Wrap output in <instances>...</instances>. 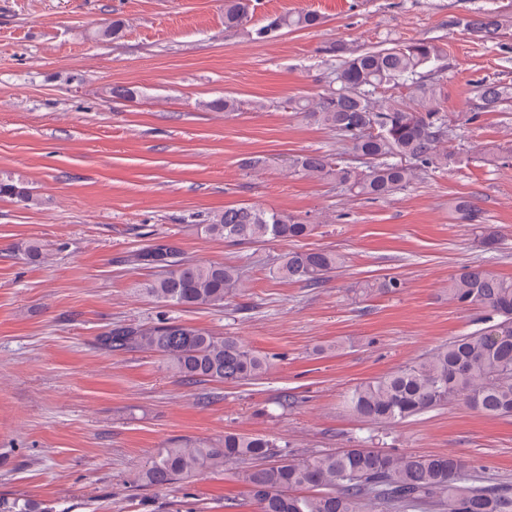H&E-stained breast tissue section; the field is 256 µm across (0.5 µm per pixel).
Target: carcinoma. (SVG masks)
<instances>
[{
  "label": "carcinoma",
  "mask_w": 512,
  "mask_h": 512,
  "mask_svg": "<svg viewBox=\"0 0 512 512\" xmlns=\"http://www.w3.org/2000/svg\"><path fill=\"white\" fill-rule=\"evenodd\" d=\"M251 18V0H224V28L239 29ZM320 23L315 11L287 12L268 17L251 34L264 40L284 29ZM456 24L491 43L503 30L496 11L464 17ZM326 53L338 58L330 67L327 91L296 109L367 160V169L358 173L326 154L312 153L297 158L294 171L376 200L447 163V156L438 151L452 131L438 106L436 75L444 71L439 45L417 39L351 55L338 44ZM384 87L406 88L409 93L376 96ZM484 112H512V84L479 82L474 108L458 113L457 122L474 125ZM0 197L26 207L41 203L33 189L10 174H0ZM453 212L461 223L477 229L484 251L500 248L497 231L486 224L472 197L456 198ZM201 230L227 243L253 245L297 241L310 236L315 225L275 209L244 205L212 213ZM127 262L155 270V277L139 288L166 306L222 309L244 288L237 266L193 261L173 238L134 251ZM345 264L346 256L336 250H290L279 258L275 274L319 288ZM448 301L460 307L482 306L492 316L485 319L486 326L413 364L357 384L344 399L349 410L392 424L459 398L488 417L512 416V279L483 263L465 265L448 280ZM101 344L110 352H156L186 385L255 381L271 368L269 357L233 336L169 319L151 326L116 324L101 336ZM248 461L254 465L244 466ZM205 471L236 474L249 487L257 512H364L368 501L381 512H512V486L477 482L466 461L455 455H396L351 446L295 460L273 438L236 431H226L215 441H170L148 462L139 481L147 488H161L188 482ZM0 512L54 510L35 499L15 498L0 500Z\"/></svg>",
  "instance_id": "1"
}]
</instances>
